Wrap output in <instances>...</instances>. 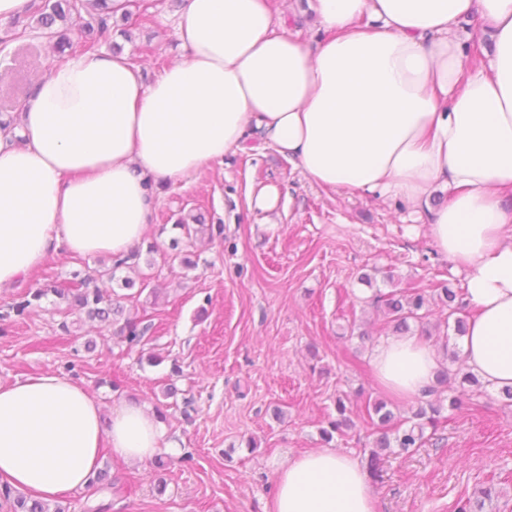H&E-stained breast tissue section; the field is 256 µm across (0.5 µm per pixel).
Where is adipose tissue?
<instances>
[{
    "instance_id": "obj_1",
    "label": "adipose tissue",
    "mask_w": 512,
    "mask_h": 512,
    "mask_svg": "<svg viewBox=\"0 0 512 512\" xmlns=\"http://www.w3.org/2000/svg\"><path fill=\"white\" fill-rule=\"evenodd\" d=\"M276 0H186L181 60L144 84L123 54H73L0 128V286L52 253L124 258L156 204L154 179L223 164L259 136L311 183L397 195L426 209L432 242L466 269L475 310L461 341L485 385H512V0H309L330 35L309 45L275 23ZM478 16L489 60L464 65L454 33ZM447 189V202L429 200ZM393 397L439 367L414 335L372 359ZM159 415L124 401L104 416L73 380L0 384V482L46 502L85 488L103 450L145 463ZM265 512H375L359 461L325 448L290 458Z\"/></svg>"
}]
</instances>
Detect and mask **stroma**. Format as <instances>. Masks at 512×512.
Returning a JSON list of instances; mask_svg holds the SVG:
<instances>
[{
  "label": "stroma",
  "instance_id": "obj_1",
  "mask_svg": "<svg viewBox=\"0 0 512 512\" xmlns=\"http://www.w3.org/2000/svg\"><path fill=\"white\" fill-rule=\"evenodd\" d=\"M184 0H130L98 39V51L127 54L152 83L183 50L175 36ZM276 22L313 43L324 31L306 0H278ZM279 186L276 210L249 206L258 184ZM203 215L224 234L195 241L192 267L174 260L175 223ZM137 265L113 268L110 257L50 255L33 275L0 288V314L28 289L103 270V292L123 296L126 315L147 325L128 347L112 325L87 320L49 297L15 323L0 321V382L55 372L82 384L112 411L135 400L162 410L169 461L124 464L104 454L116 483L60 496L68 512H263L275 471L288 458L330 448L362 459L366 422L332 442L320 430L337 395L373 387L372 355L390 331L371 306L375 290L448 286L463 292L465 273L439 254L424 211L400 197L326 191L261 138L250 137L223 165L181 182H157V204L139 243ZM393 271L394 283L359 280ZM149 280L152 289L139 291ZM69 332H62L61 323ZM369 333L350 336V325ZM174 386L175 396L163 395ZM166 481L157 492V478ZM494 486L496 512H512V410L484 388L458 410H444L436 444L390 456L373 485L376 512H458L475 492Z\"/></svg>",
  "mask_w": 512,
  "mask_h": 512
}]
</instances>
